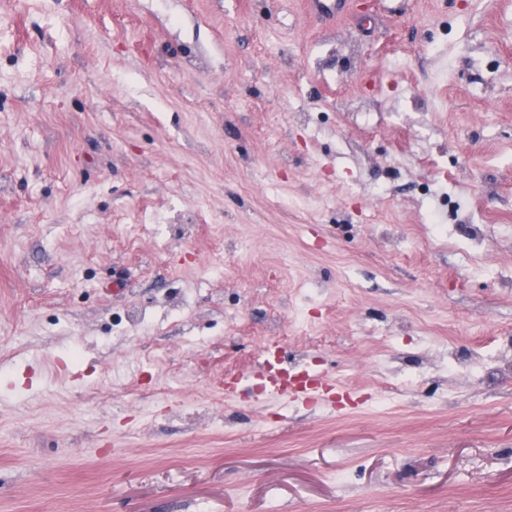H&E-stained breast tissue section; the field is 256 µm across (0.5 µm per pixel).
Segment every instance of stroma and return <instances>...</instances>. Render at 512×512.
<instances>
[{"mask_svg":"<svg viewBox=\"0 0 512 512\" xmlns=\"http://www.w3.org/2000/svg\"><path fill=\"white\" fill-rule=\"evenodd\" d=\"M0 512H512V0H0ZM278 345L267 344L261 352L260 362L253 377L263 387V394L276 400L313 402L324 400L321 394L322 383L314 385L295 384L281 372V365L277 362L276 352Z\"/></svg>","mask_w":512,"mask_h":512,"instance_id":"obj_1","label":"stroma"}]
</instances>
